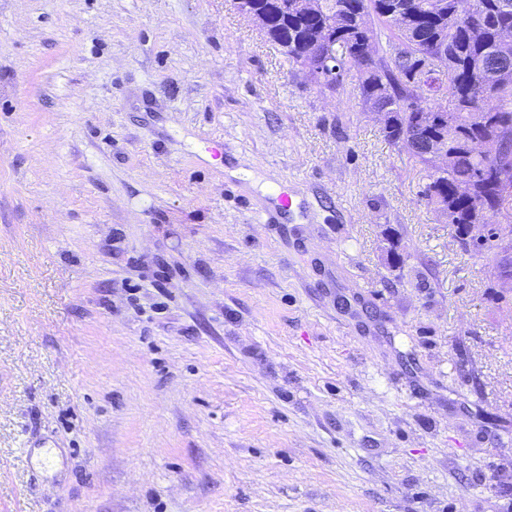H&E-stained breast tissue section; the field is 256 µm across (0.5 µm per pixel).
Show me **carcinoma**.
Listing matches in <instances>:
<instances>
[{
    "label": "carcinoma",
    "mask_w": 512,
    "mask_h": 512,
    "mask_svg": "<svg viewBox=\"0 0 512 512\" xmlns=\"http://www.w3.org/2000/svg\"><path fill=\"white\" fill-rule=\"evenodd\" d=\"M336 24L352 27L354 18L362 17L377 70L371 72L355 60L343 61L340 69L354 70L359 96L395 113L396 123L386 126L385 137L393 143L400 127L416 129L429 137L447 139L448 170L444 171L423 193L428 206L438 197L448 204L458 224H488L485 241L473 244L456 234L465 248L475 251L496 249L495 225L490 215L502 207V200L486 187L484 175L496 167L512 169V152L491 158L483 150L488 139L512 143V79L501 80L487 70L490 59L512 60V43L500 39V30L512 26V0H471L477 15V27L470 28L458 20L457 0H401L405 16L395 17L389 0H335ZM273 24L282 29L275 44L284 49L288 62L300 65V56L287 45L288 31L304 27L319 34V21L300 12L296 16L277 18ZM448 52L447 82L432 78L415 92L410 88L407 59H419L436 47ZM453 93H448V90ZM448 99L447 125L425 120L433 111L422 102L436 95ZM469 186L466 193L460 185Z\"/></svg>",
    "instance_id": "cac0c4a2"
}]
</instances>
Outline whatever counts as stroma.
Returning <instances> with one entry per match:
<instances>
[{
	"label": "stroma",
	"mask_w": 512,
	"mask_h": 512,
	"mask_svg": "<svg viewBox=\"0 0 512 512\" xmlns=\"http://www.w3.org/2000/svg\"><path fill=\"white\" fill-rule=\"evenodd\" d=\"M427 182L233 0H0V512H507L512 288Z\"/></svg>",
	"instance_id": "obj_1"
}]
</instances>
